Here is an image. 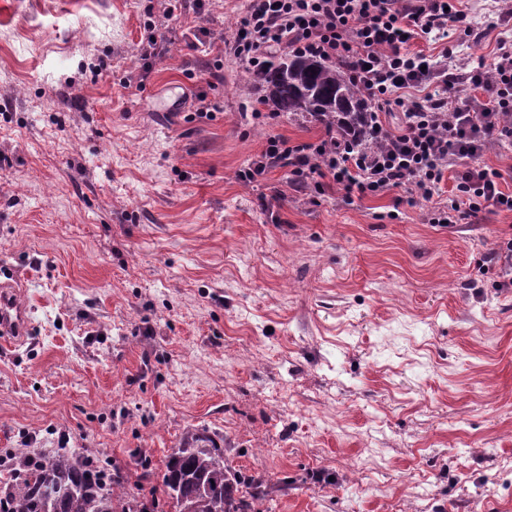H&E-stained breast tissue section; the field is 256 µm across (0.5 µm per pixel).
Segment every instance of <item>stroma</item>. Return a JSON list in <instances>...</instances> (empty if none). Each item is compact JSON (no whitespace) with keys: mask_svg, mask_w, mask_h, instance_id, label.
<instances>
[{"mask_svg":"<svg viewBox=\"0 0 512 512\" xmlns=\"http://www.w3.org/2000/svg\"><path fill=\"white\" fill-rule=\"evenodd\" d=\"M241 5L0 0V268L30 321L0 345V456L65 434L145 497L197 428L287 479L269 512H512V288L489 260L512 212L444 227L395 190L241 182L270 136L324 132L243 117L231 59L211 78L197 43ZM462 5L481 40L411 50L463 63L512 38L487 0Z\"/></svg>","mask_w":512,"mask_h":512,"instance_id":"obj_1","label":"stroma"}]
</instances>
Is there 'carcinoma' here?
<instances>
[{
    "instance_id": "1",
    "label": "carcinoma",
    "mask_w": 512,
    "mask_h": 512,
    "mask_svg": "<svg viewBox=\"0 0 512 512\" xmlns=\"http://www.w3.org/2000/svg\"><path fill=\"white\" fill-rule=\"evenodd\" d=\"M251 78L275 112L309 114L347 132L362 124L368 104L343 70L316 57L271 59ZM10 468L23 478L0 484V512H147L118 480L94 481L87 463L61 449L22 448ZM275 484L263 475H244L229 465L224 449L203 431L189 430L167 457L162 486L174 512H266Z\"/></svg>"
}]
</instances>
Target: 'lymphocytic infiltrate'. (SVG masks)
<instances>
[{"label": "lymphocytic infiltrate", "mask_w": 512, "mask_h": 512, "mask_svg": "<svg viewBox=\"0 0 512 512\" xmlns=\"http://www.w3.org/2000/svg\"><path fill=\"white\" fill-rule=\"evenodd\" d=\"M453 31L483 36L456 0H244L237 29L223 41L226 54L252 71L275 51L338 64L373 110L369 142L332 129L315 143L272 136L239 179L254 183L280 168L288 172L289 189L328 183L350 203L401 189L409 203L431 204L433 224H455L484 210L511 212L501 172L480 159L492 147L512 144V41L499 42L459 76L447 59L430 63L408 48L416 36L445 40ZM461 87L468 97H457ZM393 108L401 121L391 127L382 117ZM449 170L455 192L445 205H434Z\"/></svg>", "instance_id": "lymphocytic-infiltrate-1"}]
</instances>
